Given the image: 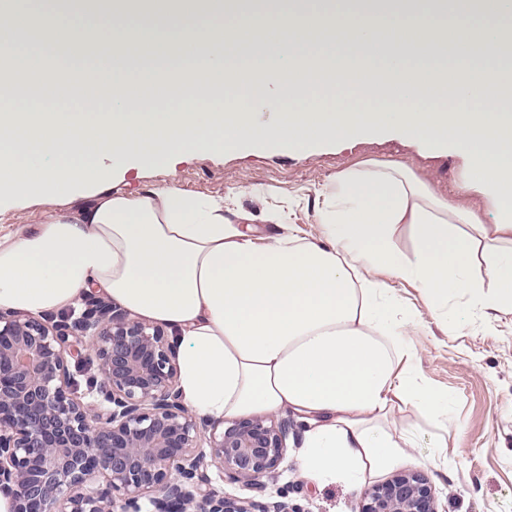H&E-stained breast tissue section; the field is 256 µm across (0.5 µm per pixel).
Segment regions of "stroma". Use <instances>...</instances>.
<instances>
[{
	"label": "stroma",
	"instance_id": "stroma-1",
	"mask_svg": "<svg viewBox=\"0 0 512 512\" xmlns=\"http://www.w3.org/2000/svg\"><path fill=\"white\" fill-rule=\"evenodd\" d=\"M66 64L62 55L32 41L15 44L0 59L1 69L18 75L33 65ZM368 162L407 165L444 193L452 191L465 167L457 153L432 151L397 134H373L323 142L307 152L253 144L231 153L188 154L176 163L175 180L205 197L233 195L234 209L256 216L287 201L289 223L315 237L318 191L336 174ZM397 289L421 308L422 325L412 335L416 371L451 397L452 409L444 421L410 404L397 409L396 421L409 433L411 446L394 469L367 477V485L418 471L429 481L437 512H512V314L479 315L472 324L449 328L421 307L416 288L401 283ZM274 419L286 428L287 448L259 495L295 512H357L358 493L339 483H318L303 472L297 456L302 426L294 415L281 412ZM436 448L454 459L451 474L429 464Z\"/></svg>",
	"mask_w": 512,
	"mask_h": 512
}]
</instances>
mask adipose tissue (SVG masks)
I'll return each instance as SVG.
<instances>
[{
	"mask_svg": "<svg viewBox=\"0 0 512 512\" xmlns=\"http://www.w3.org/2000/svg\"><path fill=\"white\" fill-rule=\"evenodd\" d=\"M509 19L512 0H85L75 19L0 0V48L44 38L85 63L27 69L38 94L26 100L0 81L13 106L0 113V199L50 206L38 223L0 226V311L40 318L98 294L169 330L191 411L292 412L303 471L358 490L409 446L399 405L442 418L451 408L417 378L421 317L396 283L453 327L472 308L512 313ZM315 45L331 65H309ZM95 56L145 78L102 83ZM241 59L263 62L255 83ZM160 69L164 88L147 79ZM373 132L463 154L453 196L406 165L366 163L318 193L311 237L277 209L261 217L267 233L173 183L136 196L112 185L116 172L170 170L185 154L304 151Z\"/></svg>",
	"mask_w": 512,
	"mask_h": 512,
	"instance_id": "1",
	"label": "adipose tissue"
}]
</instances>
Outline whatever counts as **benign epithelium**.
<instances>
[{
    "label": "benign epithelium",
    "mask_w": 512,
    "mask_h": 512,
    "mask_svg": "<svg viewBox=\"0 0 512 512\" xmlns=\"http://www.w3.org/2000/svg\"><path fill=\"white\" fill-rule=\"evenodd\" d=\"M92 354L100 377L79 391ZM285 429L244 417L228 428L182 401L165 331L93 294L77 318L0 311V495L10 512H289L224 496L260 491ZM359 512H436L427 478L401 472L363 492Z\"/></svg>",
    "instance_id": "obj_1"
}]
</instances>
